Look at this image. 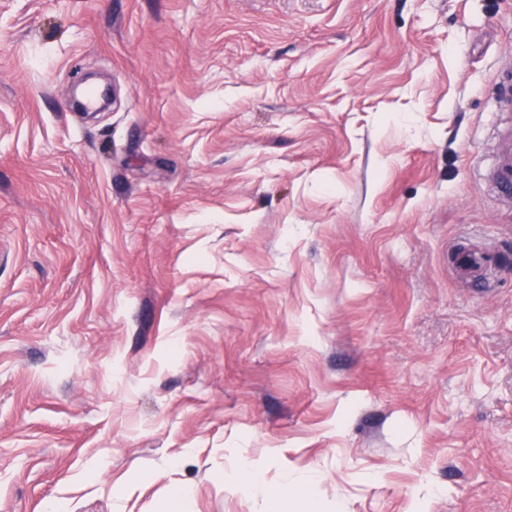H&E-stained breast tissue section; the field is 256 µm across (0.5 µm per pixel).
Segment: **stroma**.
<instances>
[{"label":"stroma","instance_id":"obj_1","mask_svg":"<svg viewBox=\"0 0 512 512\" xmlns=\"http://www.w3.org/2000/svg\"><path fill=\"white\" fill-rule=\"evenodd\" d=\"M509 66L512 0H0V512H512ZM495 160L490 170V181L505 198L512 200V121L495 138ZM454 251L452 261L456 270L474 274L475 277L483 279L485 273L482 267L486 262V257L480 249L468 244H459Z\"/></svg>","mask_w":512,"mask_h":512}]
</instances>
